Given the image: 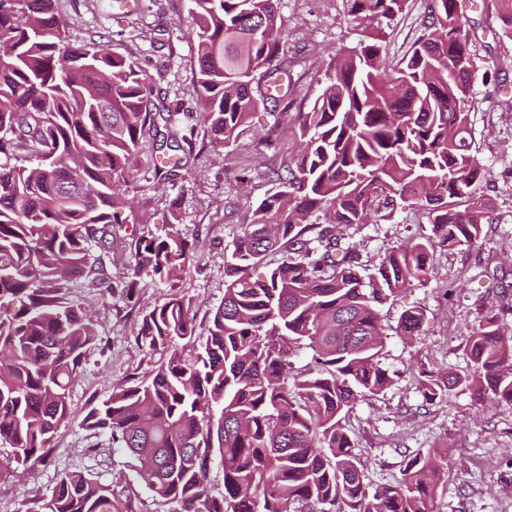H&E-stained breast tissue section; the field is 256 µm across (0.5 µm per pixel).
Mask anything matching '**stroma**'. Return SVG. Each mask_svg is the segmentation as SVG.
Masks as SVG:
<instances>
[{
  "instance_id": "1",
  "label": "stroma",
  "mask_w": 512,
  "mask_h": 512,
  "mask_svg": "<svg viewBox=\"0 0 512 512\" xmlns=\"http://www.w3.org/2000/svg\"><path fill=\"white\" fill-rule=\"evenodd\" d=\"M428 2L409 0L407 10L391 22L390 60L410 51L422 32ZM55 3L72 42H104L138 62L155 93L170 105V126L192 143L181 167L163 174L157 170V140L153 131L145 132L121 188L127 222L113 231L112 241L119 255L130 233L162 238L175 226L195 242L180 286L193 303L195 340L204 343L212 314L224 299V257L243 221L271 191L269 170L291 158L295 142L290 135L272 134L278 114L262 109L235 142L210 145L191 93L197 58L187 29L190 0H133L127 14L103 8L97 0ZM459 3L479 54L469 119L473 147L490 168L484 192L493 204V221L474 243L437 249L428 279L381 307L388 332L381 364L392 385L379 398L357 403L346 425L369 488L395 483L409 458L440 448L446 459L434 512H512V403L485 404L454 390L429 404L414 381L421 360L439 370L467 372L474 327L494 292L512 293V39L501 34L493 0ZM281 13L282 45L291 66L288 97L294 109L304 110L319 95L330 58L339 49L358 47L367 32L348 15L346 0H281ZM427 228L422 212L402 207L391 219L377 217L348 229L345 241L374 263L388 248ZM64 300L94 314L99 336L70 388L78 413L108 398L113 383L144 375L163 360V352L135 344L137 318L128 314L120 295L78 279ZM413 307L423 312L424 322L408 341L394 329L402 312ZM11 454V448L0 445V512H36L65 472L111 485L129 512L173 510L150 492L134 457L78 421L61 425L45 462L11 467Z\"/></svg>"
}]
</instances>
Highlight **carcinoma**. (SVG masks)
I'll return each instance as SVG.
<instances>
[{
  "label": "carcinoma",
  "instance_id": "1",
  "mask_svg": "<svg viewBox=\"0 0 512 512\" xmlns=\"http://www.w3.org/2000/svg\"><path fill=\"white\" fill-rule=\"evenodd\" d=\"M347 2L353 19L378 25L360 50L330 59L308 110L293 112L280 96L298 150L270 171L275 187L224 258V301L209 336L187 351L192 304L177 288L194 245L181 231L130 235L127 280L115 284L107 269L112 227L123 223L121 183L145 130L170 106L150 100L135 60L100 42L70 43L54 0H0V157L14 160L0 164V444L16 465L41 461L74 418L70 385L97 342L92 316L64 302L70 280L131 303L146 273L170 293L140 312L134 342L168 358L115 383L80 425L146 464V485L173 512H433L444 452L413 456L396 484L371 492L343 421L392 385L379 363V307L429 275L431 250L474 242L491 223L489 171L469 127L478 54L458 0H432L422 35L397 61L385 55L381 23L407 0ZM189 25L197 120L212 146L228 145L289 78L279 0H192ZM22 145L31 159L18 155ZM401 205L427 216L417 242L376 264L341 245L344 229ZM94 243L104 250L96 262ZM271 251L281 254L272 267ZM511 308L503 291L481 317L467 373L419 361L427 403L458 388L512 403V334L499 321ZM423 321L408 309L395 333L414 336ZM303 345L315 372L291 377L289 352ZM216 460L218 496L208 483ZM38 512L123 507L112 486L66 473Z\"/></svg>",
  "mask_w": 512,
  "mask_h": 512
}]
</instances>
